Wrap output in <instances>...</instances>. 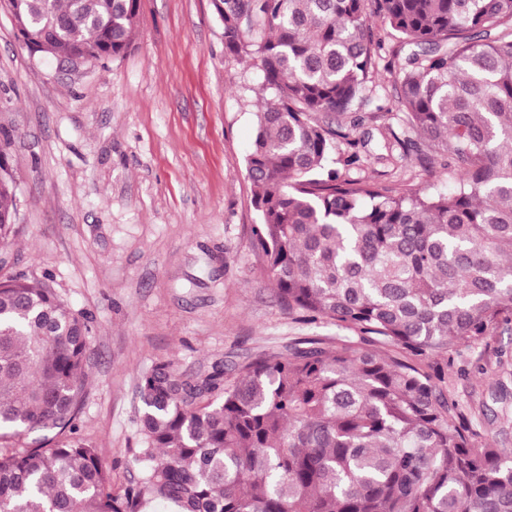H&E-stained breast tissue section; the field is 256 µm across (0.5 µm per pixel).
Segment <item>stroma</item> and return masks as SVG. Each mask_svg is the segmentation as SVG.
<instances>
[{
    "label": "stroma",
    "instance_id": "stroma-1",
    "mask_svg": "<svg viewBox=\"0 0 512 512\" xmlns=\"http://www.w3.org/2000/svg\"><path fill=\"white\" fill-rule=\"evenodd\" d=\"M363 102L331 114L359 163L347 177L393 192L449 191L443 147L412 135L401 163L376 162L398 122L395 40ZM266 90L253 60L230 53L211 0H139L134 41L116 58L74 67L31 54L0 6V125L12 130L20 231L0 277L46 281L88 316L90 375L79 434L120 494L140 479L137 386L155 363L183 377L228 370L303 339L369 348L367 338L285 309L248 242L257 223L246 159ZM448 395L472 427L512 450V327L453 356Z\"/></svg>",
    "mask_w": 512,
    "mask_h": 512
}]
</instances>
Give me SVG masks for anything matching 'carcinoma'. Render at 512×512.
I'll list each match as a JSON object with an SVG mask.
<instances>
[{
	"mask_svg": "<svg viewBox=\"0 0 512 512\" xmlns=\"http://www.w3.org/2000/svg\"><path fill=\"white\" fill-rule=\"evenodd\" d=\"M26 47L98 63L131 45L138 0H0ZM228 51L270 98L247 158L249 243L279 302L366 334L189 379L138 383L139 482L112 492L77 435L89 319L48 284L0 278V512H512V452L466 424L446 362L512 324V0H212ZM381 18L399 39L400 122L443 142L449 192L342 179L358 152L318 113L352 110ZM0 127V243L17 233ZM40 431L31 447L20 438ZM10 452L3 453L1 449Z\"/></svg>",
	"mask_w": 512,
	"mask_h": 512,
	"instance_id": "obj_1",
	"label": "carcinoma"
}]
</instances>
